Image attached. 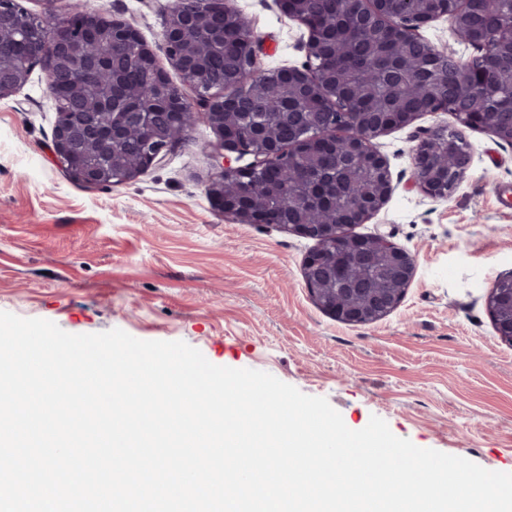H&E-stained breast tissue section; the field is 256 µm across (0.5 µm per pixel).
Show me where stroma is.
Masks as SVG:
<instances>
[{"label": "stroma", "instance_id": "35a3bbf8", "mask_svg": "<svg viewBox=\"0 0 512 512\" xmlns=\"http://www.w3.org/2000/svg\"><path fill=\"white\" fill-rule=\"evenodd\" d=\"M255 21L263 67L302 66L307 30L278 0H234ZM132 24L166 63L169 0H87ZM57 117L44 65L0 100V311L72 334L121 329L182 341L218 366L272 374L326 398L353 430L371 416L420 448L512 473V346L485 305L512 275V144L428 112L376 141L393 185L360 235L383 233L416 258L398 308L373 324L319 309L302 268L314 240L235 224L206 187L218 168L205 121L137 180L76 184L52 152ZM459 130L464 181L445 199L415 184L423 130Z\"/></svg>", "mask_w": 512, "mask_h": 512}]
</instances>
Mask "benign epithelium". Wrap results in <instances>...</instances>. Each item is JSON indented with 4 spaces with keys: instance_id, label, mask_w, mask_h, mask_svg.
<instances>
[{
    "instance_id": "1",
    "label": "benign epithelium",
    "mask_w": 512,
    "mask_h": 512,
    "mask_svg": "<svg viewBox=\"0 0 512 512\" xmlns=\"http://www.w3.org/2000/svg\"><path fill=\"white\" fill-rule=\"evenodd\" d=\"M213 8L205 13L198 8V0H171L167 19L161 33L166 54L171 66L177 70L182 82L195 92V99H189L183 89L174 84L166 72L158 66L153 49L141 38L139 32L128 22L112 16L101 9H83L78 17L72 16L55 26L43 28V54L50 57L46 66L49 85L56 83L57 67L66 66L83 74V80L73 83V90L67 96H54L57 103V120L53 133V152L73 181L90 188L135 181L148 168L163 161L168 151L178 142L188 140L189 130L179 138L156 136L154 117L157 111L153 99L140 102L128 101L117 112L112 90L90 81V74L97 67L108 66V56L124 57L136 66L146 70L155 82L162 97L179 105L178 115L202 116L217 133L214 145L215 158L220 171L209 182L206 193L214 206L236 224H267L268 212L253 202L251 189L255 181L267 177L272 171L286 168L293 163L294 149L283 147L260 129L249 137L227 131V113L234 106V91L252 92V84L259 79H271L296 92L295 111L304 112L311 101L319 102L323 109L322 124L306 130L299 144L314 148L329 146L338 140L350 145L351 157L369 160L379 173V186L373 197L367 201L352 202L339 213L338 224H282L280 228L290 234L310 238L323 246L316 247L305 259L303 276L315 304L346 324H369L384 319L400 304L405 288L412 281L416 269V258L397 246L382 234L370 237V243L361 241L357 235L341 231L344 223L363 224L378 213L388 202L392 191V180L386 158L377 150L375 140L394 128L412 125L419 117L413 112H404L395 125L363 122L352 111L340 107L336 102V82L320 69L321 42L318 28L306 16L304 0H279L281 10L299 21L307 30L305 43L306 62L300 67L265 69L259 62L260 40L255 33L251 18L242 14L234 0H211ZM359 14L369 13L375 18L392 24L400 37L420 40L419 31L441 17L453 21L455 36L474 48L480 55L467 62H459L460 69L445 74L448 79L459 78L461 74H482L481 60L499 47L512 45V19L500 21L495 27L482 32L480 38L470 39L465 27L468 22V0H456L453 12L439 11L424 14L407 7L409 0H356ZM238 16L242 20L239 37L247 55L246 68L231 88L218 91L211 87L200 72L201 59L195 46L187 41L186 34L197 28L203 17L215 15ZM90 38L105 44L106 54L89 61L75 52ZM33 60L22 59L4 63L0 57V100L13 95L28 79ZM79 107L92 120L96 130L107 134L112 142L118 135L134 128L145 136L147 150L145 160L138 165H117L100 160L95 163L76 165L74 155L75 118L74 107ZM432 112H453L466 127L488 133L494 138L512 143V125L507 128L495 126L488 112H468L443 97L437 99ZM448 149V134L444 128H436L419 137L412 154L415 184L433 198L448 197L466 176L470 156L456 166L441 167L436 164L439 153ZM252 155L258 163L249 167H235L232 157ZM324 173L309 172L305 177L287 187V196L298 205H306L313 191L323 186ZM368 249L377 255L385 270L395 276L401 287L376 291L372 288H319L318 278L336 283V251L357 257ZM512 283V276L498 280L486 297V305L492 316L500 338L512 345V304L503 302L502 285Z\"/></svg>"
}]
</instances>
